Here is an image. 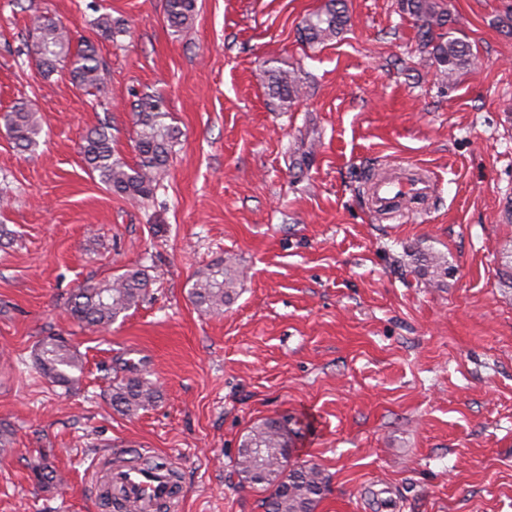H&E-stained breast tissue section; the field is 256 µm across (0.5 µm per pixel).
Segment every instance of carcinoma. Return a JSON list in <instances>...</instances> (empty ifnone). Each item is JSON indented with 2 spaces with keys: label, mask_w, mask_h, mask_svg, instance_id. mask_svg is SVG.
Listing matches in <instances>:
<instances>
[{
  "label": "carcinoma",
  "mask_w": 512,
  "mask_h": 512,
  "mask_svg": "<svg viewBox=\"0 0 512 512\" xmlns=\"http://www.w3.org/2000/svg\"><path fill=\"white\" fill-rule=\"evenodd\" d=\"M403 11L420 22L423 47L428 60L443 80L453 84L458 71L470 66L474 54L470 45L454 36L455 23L446 0H401ZM165 12L171 27L187 28L196 14V0H166ZM349 23L344 0H328L325 8L305 20L302 33L310 45L321 44L341 34ZM96 28L105 39L115 42L127 33L125 23L101 14ZM448 29V40H435V30ZM33 49L41 73L50 77L66 73L70 82L87 91H97L103 83L104 64L95 47L86 43L72 50V37L62 24L47 17L33 23ZM268 91L273 98L289 105L302 94L301 81L290 70H269ZM136 113L135 152L132 163L117 156L112 147V127L106 123L91 130L81 145V155L89 173L112 193L127 199L146 200L153 196L161 176L167 171L177 129L167 119L170 114L163 98L142 95L134 102ZM0 121L16 146L34 151L40 144L43 124L38 110L20 102L0 114ZM239 271L230 261L221 260L196 274L189 291L194 305L211 314L224 313L234 300ZM151 278L143 269H127L108 280L78 289L68 299L66 310L80 324L97 329L109 328L136 308L149 294ZM34 368L62 386L74 384L83 372V361L76 348L63 336H50L34 352ZM112 408L132 416L160 401L161 392L147 375L137 369L110 384ZM291 437L288 418H268L245 435L239 448L238 475L265 493L266 512H314L326 491L327 480L314 465L290 466ZM38 484L61 481L48 456L32 465Z\"/></svg>",
  "instance_id": "carcinoma-1"
}]
</instances>
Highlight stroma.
Here are the masks:
<instances>
[{
  "mask_svg": "<svg viewBox=\"0 0 512 512\" xmlns=\"http://www.w3.org/2000/svg\"><path fill=\"white\" fill-rule=\"evenodd\" d=\"M326 2L198 0L178 32L165 0H0V112L35 101L46 133L30 153L0 127V512H105L89 478L119 448L177 466V512H266L237 449L284 415L291 463L330 477L315 512H512V0H447L476 57L451 85L399 0H346L340 37L302 42ZM37 13L95 45L99 92L41 75ZM103 13L127 26L117 42ZM271 68L297 74L299 102L269 96ZM138 94L178 130L142 203L79 154L106 122L135 160ZM395 162L433 173L435 203L381 222L367 172ZM227 257L237 294L202 313L194 276ZM128 268L152 279L136 309L106 330L69 317L72 291ZM57 334L85 362L70 389L32 367ZM132 361L162 398L124 416L109 385Z\"/></svg>",
  "mask_w": 512,
  "mask_h": 512,
  "instance_id": "1",
  "label": "stroma"
}]
</instances>
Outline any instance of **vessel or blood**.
Listing matches in <instances>:
<instances>
[{"label": "vessel or blood", "instance_id": "1", "mask_svg": "<svg viewBox=\"0 0 512 512\" xmlns=\"http://www.w3.org/2000/svg\"><path fill=\"white\" fill-rule=\"evenodd\" d=\"M434 181L426 169L415 167L402 174L380 172L371 175L367 200L371 211L384 218L398 213L403 200L428 206L433 200ZM122 483L138 512H171L181 498V481L171 465L149 467L147 461L126 462L107 467L91 476V484L101 496H109L113 482Z\"/></svg>", "mask_w": 512, "mask_h": 512}]
</instances>
